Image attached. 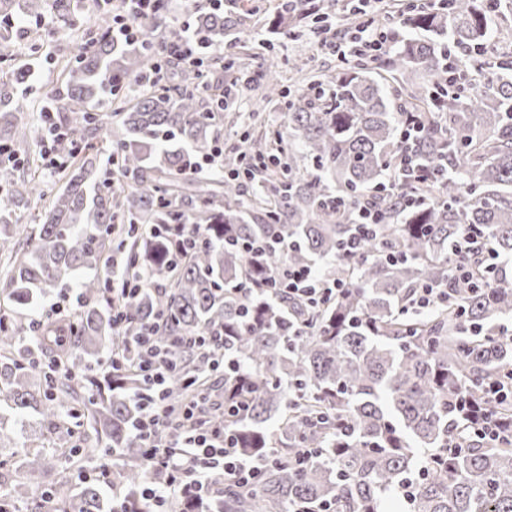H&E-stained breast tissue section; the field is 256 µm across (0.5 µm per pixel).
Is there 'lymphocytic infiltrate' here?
<instances>
[{
  "label": "lymphocytic infiltrate",
  "mask_w": 512,
  "mask_h": 512,
  "mask_svg": "<svg viewBox=\"0 0 512 512\" xmlns=\"http://www.w3.org/2000/svg\"><path fill=\"white\" fill-rule=\"evenodd\" d=\"M117 2V8L112 11L113 40L147 45L151 54L149 68L137 79L139 87L148 89L163 84L165 60L203 65L207 44L195 34H188L183 40L163 48L151 45L142 23L154 17L159 0ZM395 36L390 24L370 17L354 32L338 37L331 47L343 60L374 61L385 54ZM112 276L122 280L123 285L107 290L104 298L112 306V330L119 336L126 324L125 302L144 290H159L160 284L151 275L140 273L129 277L120 269L113 271ZM269 285L302 299L313 309L324 306L343 292L342 283L311 267H282L271 276ZM125 347V353L106 354L101 367L115 373H134L140 382L135 394L140 414L133 429L150 471L141 495L155 504V512H165L164 506L174 492L200 499L215 494L219 484L227 478L242 486L252 483L265 463L264 458L244 457L226 429L207 428L197 423L194 406L183 408L180 426L170 432L168 442H160L159 433L168 416L164 395L176 364L169 347L159 339L157 323L143 324Z\"/></svg>",
  "instance_id": "1"
}]
</instances>
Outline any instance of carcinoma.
Listing matches in <instances>:
<instances>
[{
  "instance_id": "1",
  "label": "carcinoma",
  "mask_w": 512,
  "mask_h": 512,
  "mask_svg": "<svg viewBox=\"0 0 512 512\" xmlns=\"http://www.w3.org/2000/svg\"><path fill=\"white\" fill-rule=\"evenodd\" d=\"M79 0H54V15L72 25ZM195 29L212 45L240 40L238 11L201 6ZM325 2L281 0L272 28L282 36L320 22ZM483 0H442L439 9L404 16L403 28L425 39H397L375 62L328 74L315 93L288 101L279 128L224 154V175L204 183L192 175L196 159L218 139L224 113L202 97L197 67L171 64L176 83L159 91L126 92L127 80L150 59L137 44L102 36L80 44L71 77L51 110L60 135L51 152L60 187L41 224L31 230V250L3 265L15 301L47 290L71 272L108 264L112 250L131 254L138 270L163 281L127 305V335L156 316L159 339L176 361L165 403L171 426L184 401L209 387V361L178 336H223L224 407L240 401L237 415L207 400L199 422L231 431L237 447L270 462L248 486L224 490L198 504L179 497L171 512H386L389 500L413 482L406 512H512V445L478 437L465 448L450 442L469 430L472 410L503 418L512 405L488 398L489 383L512 375V79L483 76L459 94L448 89V46L474 53L487 41ZM161 43L182 29L162 14L149 23ZM239 92L259 88L261 101L285 97L279 75L255 79L241 60ZM114 107L112 169L102 163L97 140L103 115ZM8 89L0 88V150L13 156L41 135L18 123ZM419 132L402 135L409 114ZM269 162L255 167L248 154ZM428 177L399 173L402 157ZM35 178L0 191V241L22 228L24 199H43ZM382 213L377 235L363 240L361 257L339 258L343 241L361 220L362 208ZM148 224H188L205 241L184 261L170 263V246L146 231ZM487 242L495 257L488 271L465 285L451 266L461 234ZM283 239L287 251H269L253 269L224 239ZM396 251L398 261L385 254ZM330 261L325 274L345 284L342 295L310 309L258 282L283 264ZM423 284L448 288L454 304L426 313L412 305ZM112 282L87 277L82 307L66 325L48 322L29 340L14 310L0 307V396L17 411L40 413L53 427L67 422L82 383L89 408L82 425L112 449V479L123 488L116 512H151L141 487L149 477L132 426L138 417L133 377L92 373L112 346V311L102 301ZM68 365L55 378L30 362L32 348ZM44 379L47 389L30 390ZM301 448L314 454L296 462ZM93 460L39 451L26 454L22 477L37 486L62 469L82 470ZM56 512H104L95 482L53 486ZM15 509L21 485L0 481V502Z\"/></svg>"
}]
</instances>
